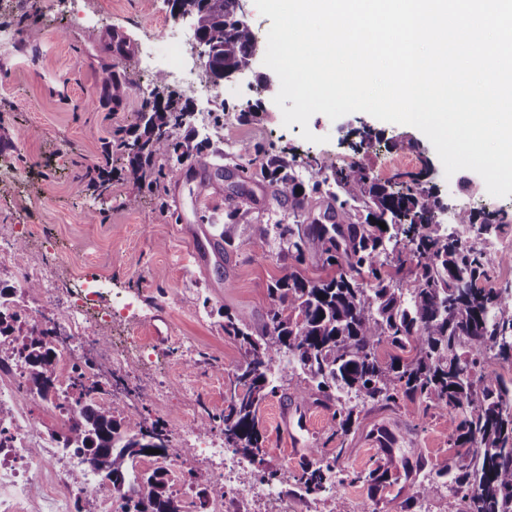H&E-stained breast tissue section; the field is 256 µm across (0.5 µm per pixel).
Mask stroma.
Instances as JSON below:
<instances>
[{
    "instance_id": "stroma-1",
    "label": "stroma",
    "mask_w": 512,
    "mask_h": 512,
    "mask_svg": "<svg viewBox=\"0 0 512 512\" xmlns=\"http://www.w3.org/2000/svg\"><path fill=\"white\" fill-rule=\"evenodd\" d=\"M84 7L99 13L101 22L71 24L67 0H57L51 10L46 0H0V30L16 34L12 43L0 46V170L19 176L17 185L0 184V247L11 252L0 261V284L14 285L18 268L25 266L49 271L63 303L85 277L110 283L111 293L96 299L99 310L110 308L116 293L136 299L137 308L122 322L96 323V344L76 356L75 365L103 373L102 397L123 400L127 424L158 419L171 429H194L198 441L217 445L224 441L221 431L197 428L196 422L202 409H223L227 373L241 357L238 340L224 332V315L261 322L271 306L268 290L284 264L266 241L246 233L230 260L218 264L207 241L210 227L199 217L224 214L225 183L201 194L192 176L173 177L153 195L129 176L120 155L105 156V142L134 139L143 129L144 98L134 84L137 48L151 43L160 62L168 56L164 28H179L189 38L194 31L189 21L175 20L168 0H84ZM31 26L42 31L38 42L26 36ZM117 35L129 41L131 53L114 52ZM274 76L256 63L248 77L215 82L209 101L178 83L169 85L191 123L211 129V149L223 152L225 163L248 164L250 219H284L288 212L273 201L249 150L296 155L300 177L310 183L322 177L312 158L350 163L356 158L353 132L366 127L373 147L361 159L374 178L398 185L420 173L451 211L501 213L509 227L470 239L489 250H512V196L489 195L483 179L470 170L463 173L464 187L456 188L429 139L411 126L363 112L334 121L316 114L308 125L284 126L275 90L263 85ZM113 79L121 84L115 98L104 92ZM305 128L318 135V142L302 138ZM90 210L95 219L87 218ZM118 340L130 371L109 367ZM161 388L167 394L158 403L152 395ZM261 419L263 463H244L237 480L272 472L279 496L300 501L304 497L293 475L318 450L335 459L338 469L365 473L379 467L386 473L377 484L347 482L335 495H309L318 512H446L448 481L437 471L442 462L455 461L456 451L449 446L448 420L439 411L418 404L367 405L355 414L340 455L326 441L330 411L299 407L287 390L263 403Z\"/></svg>"
}]
</instances>
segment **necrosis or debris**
Instances as JSON below:
<instances>
[{
  "label": "necrosis or debris",
  "instance_id": "obj_1",
  "mask_svg": "<svg viewBox=\"0 0 512 512\" xmlns=\"http://www.w3.org/2000/svg\"><path fill=\"white\" fill-rule=\"evenodd\" d=\"M33 281L42 284L47 296L33 321L65 322L68 338L61 349V359L71 362L77 349L94 340L87 304L78 301L62 312H55V287L44 271L21 270L16 285L23 291ZM24 373L25 366L16 348L0 340V408L10 411L9 418L0 417V512H23L29 505L34 512H73L75 502L89 492L99 495L98 512H120L117 499L108 490L107 477L93 470L84 457L63 447L58 435L46 432L43 421L30 415L21 403L18 382ZM175 440L177 447L165 460V468L176 469L184 459L182 446H190L202 462L220 461V468L209 474L211 482L223 484L225 493L262 503L264 512H274L271 502L275 495L268 482L235 483L239 461L232 449L195 446L192 431L182 427L176 429Z\"/></svg>",
  "mask_w": 512,
  "mask_h": 512
}]
</instances>
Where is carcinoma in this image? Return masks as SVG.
<instances>
[{
  "mask_svg": "<svg viewBox=\"0 0 512 512\" xmlns=\"http://www.w3.org/2000/svg\"><path fill=\"white\" fill-rule=\"evenodd\" d=\"M181 2L197 10L194 35L212 46L214 74L251 61L257 38L237 26L238 0ZM187 120L166 79L156 77L142 133L115 142L132 178L151 192L160 179L185 168L200 175V190L226 180L232 195H244L248 169L216 163L217 151L196 141L192 128L183 139L172 138L171 129ZM314 163L324 177L306 186L296 157H261L272 199L293 222H258L252 233L292 263L270 289L273 304L262 323L224 312V333L239 340L241 359L229 376L224 410L201 416L198 426L220 427L225 447L253 462L264 443L260 407L280 382H288L300 401L332 410L330 438L339 441L361 405L424 403L448 416L449 444L462 449L457 470L446 463L438 470L448 477V512H512V387L484 371L490 352L512 358V294L486 286L491 269L512 266V256L492 257L459 237L439 235L437 194L415 179L395 189L373 179L360 161L343 167L329 158ZM319 202L324 211L312 219ZM246 216L235 208L222 228L213 229L215 252L228 255ZM456 223L486 225L491 233L502 226L499 214L489 211H460ZM308 256L319 257L335 274L306 277L299 265ZM15 334L23 337L20 355L30 389L43 399L53 396L65 343L57 339L59 327L24 329L18 313L0 308V337ZM71 388L82 408L65 431L64 447L108 475L121 512H183L163 468L136 469L149 449L161 450L156 459L169 454L167 428L156 421L130 432L123 408L93 401L98 382L77 374ZM295 480L305 493L317 494L334 492L344 477L320 459L303 463Z\"/></svg>",
  "mask_w": 512,
  "mask_h": 512,
  "instance_id": "cac0c4a2",
  "label": "carcinoma"
}]
</instances>
